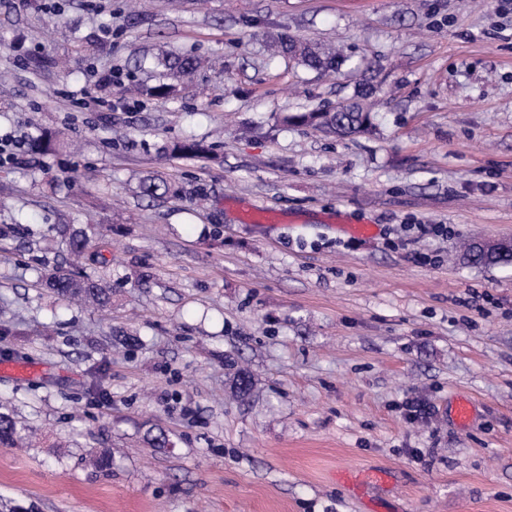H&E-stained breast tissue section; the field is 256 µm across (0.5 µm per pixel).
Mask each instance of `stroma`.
Returning <instances> with one entry per match:
<instances>
[{"mask_svg":"<svg viewBox=\"0 0 512 512\" xmlns=\"http://www.w3.org/2000/svg\"><path fill=\"white\" fill-rule=\"evenodd\" d=\"M164 53L201 65L132 93ZM353 99L372 132L282 121ZM44 132L0 165V361L33 368L0 404L38 436L0 447V512H512V267L457 256L512 239V0H0V137ZM65 224L104 243L111 310L46 287ZM272 43L279 52L290 53L297 57L303 64L315 69L335 72L348 61V59L339 54L321 45L310 42H297L278 37L277 39H273ZM336 479L348 488H354L356 491L363 490L368 485H383L392 481V477L387 472L382 471H364L354 472L350 470H340L336 473Z\"/></svg>","mask_w":512,"mask_h":512,"instance_id":"1","label":"stroma"}]
</instances>
